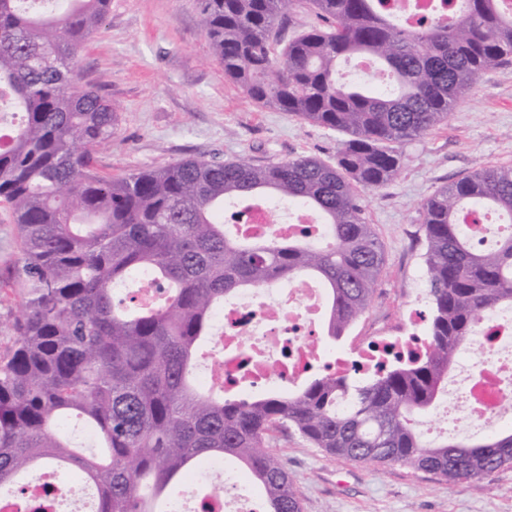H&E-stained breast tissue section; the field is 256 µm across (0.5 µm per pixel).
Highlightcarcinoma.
Here are the masks:
<instances>
[{
  "mask_svg": "<svg viewBox=\"0 0 512 512\" xmlns=\"http://www.w3.org/2000/svg\"><path fill=\"white\" fill-rule=\"evenodd\" d=\"M385 2L200 0L224 79L260 107L349 135L336 163L192 157L107 177L95 154L112 141L117 112L74 74L111 0H57L50 11L0 0V98L20 114L0 122V204L17 242L6 275L20 297L0 318V490L53 466L89 481L96 512H158L193 468L231 457L266 512H303L266 449L288 430L330 456L406 463L451 484L512 467V433L466 445L424 442L416 430L486 315L512 307V231L486 245L467 226L490 213L512 226L511 166L480 164L423 202L431 315L416 351L362 377L324 373L288 397L228 398L193 382L198 341L241 288L309 275L330 297L327 336H343L385 265L358 190L385 188L403 144L446 122L480 73L512 62V0H446V16L418 27ZM303 9L315 22L285 38ZM353 59L371 60V77L341 81L340 64ZM262 201L311 209L328 241L249 242L227 230L225 203ZM144 273L163 290L151 305L130 288ZM73 417L104 454L59 434Z\"/></svg>",
  "mask_w": 512,
  "mask_h": 512,
  "instance_id": "carcinoma-1",
  "label": "carcinoma"
}]
</instances>
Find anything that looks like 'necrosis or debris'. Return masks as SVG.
<instances>
[{"label":"necrosis or debris","instance_id":"1","mask_svg":"<svg viewBox=\"0 0 512 512\" xmlns=\"http://www.w3.org/2000/svg\"><path fill=\"white\" fill-rule=\"evenodd\" d=\"M281 215L275 205L252 206L241 216L238 232L252 240L288 239L304 231L316 238L323 234L307 210H297L290 222ZM325 312L321 289L306 277L240 293L217 313L213 344L220 354L205 365L204 384L220 379L226 391L242 395L276 390L300 381L322 363L340 374L355 363L370 366L385 347L399 350L413 344L408 335L376 336L354 354L337 351L325 356L317 342ZM484 326L477 341L483 356L473 364L457 363L452 383L460 394L449 397L445 415L487 432L506 418L504 404L512 396V310L494 312ZM195 477L211 483L212 491L203 499L178 498L167 512H263V499L248 479L223 462L207 463ZM0 512H94V498L86 484L61 483L43 471L27 479L22 492H0Z\"/></svg>","mask_w":512,"mask_h":512}]
</instances>
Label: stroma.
<instances>
[{"instance_id": "obj_1", "label": "stroma", "mask_w": 512, "mask_h": 512, "mask_svg": "<svg viewBox=\"0 0 512 512\" xmlns=\"http://www.w3.org/2000/svg\"><path fill=\"white\" fill-rule=\"evenodd\" d=\"M82 81L100 85L117 110V132L96 166L121 176L187 157L298 156L335 163L346 136L254 104L225 81L201 30L199 0H112L79 59ZM401 169L362 194L365 216L385 249V266L365 314L338 347L408 333L413 310L428 311L420 209L477 164L512 166V64L481 73L445 123L406 144ZM293 478L303 512H512V467L492 481L449 485L409 464L358 463L309 447L295 434L271 442Z\"/></svg>"}]
</instances>
